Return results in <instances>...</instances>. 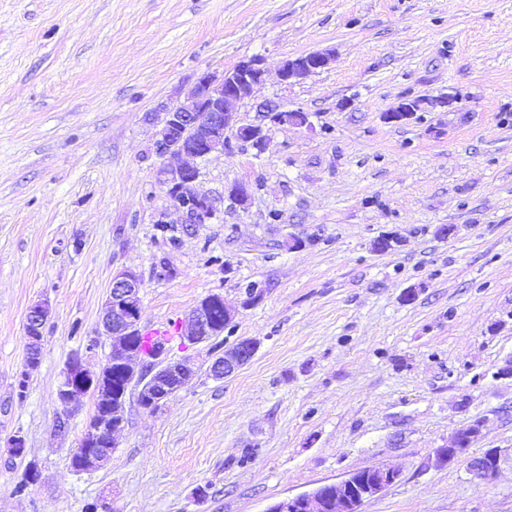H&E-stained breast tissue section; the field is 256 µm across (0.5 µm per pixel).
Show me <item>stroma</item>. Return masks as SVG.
Wrapping results in <instances>:
<instances>
[{
	"label": "stroma",
	"mask_w": 512,
	"mask_h": 512,
	"mask_svg": "<svg viewBox=\"0 0 512 512\" xmlns=\"http://www.w3.org/2000/svg\"><path fill=\"white\" fill-rule=\"evenodd\" d=\"M312 51L329 68L282 83L281 62ZM253 56L257 98L312 125L200 160L215 215L169 242L158 109ZM406 98L420 111L387 122ZM385 234L399 245L374 252ZM123 268L143 281L142 329L220 293L225 347L259 348L216 381L206 346L174 337L193 383L155 413L129 402L110 463L77 472L94 401L67 411L56 389L72 354L105 363L101 306ZM511 360L512 0H0V512H266L383 465L401 478L362 512H512ZM473 423L466 457L439 462ZM491 449L496 476L475 479L468 458ZM31 461L39 480L16 495ZM48 313V305L39 302L30 307L26 316L24 330L28 343L24 364L26 365V373L28 375L36 371L42 361L43 348L41 336H43V328L47 321ZM479 425H468L457 429L444 446L436 450L437 458L446 463L461 457L471 447L472 442L478 436Z\"/></svg>",
	"instance_id": "1"
}]
</instances>
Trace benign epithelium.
<instances>
[{"mask_svg":"<svg viewBox=\"0 0 512 512\" xmlns=\"http://www.w3.org/2000/svg\"><path fill=\"white\" fill-rule=\"evenodd\" d=\"M331 55L313 51L284 60L279 69L282 82L327 69ZM263 59L251 57L218 76L200 74L186 93L184 100L164 107L163 125L157 133L154 150L159 158L184 157L187 162L161 169V187L182 215L184 224H205L214 215L213 199L198 191L200 176L197 159L224 152L232 145H245L262 154L270 147V139L261 124L237 125L236 104L251 98L264 81ZM263 119L277 125L312 127L309 114L301 109L280 110L265 104L260 107ZM419 111V101L406 98L394 110L385 113V120L400 123L413 118ZM143 281L134 271L116 272L102 305V335L110 340L111 352L105 364L91 367L87 356L73 354L61 373L57 399L64 409L89 395L103 403L98 416L89 424L80 439L82 451L71 457L72 468L92 471L105 466L117 447L116 437L126 428V403L133 397L137 405L148 412L159 410L165 402L188 387L195 376L193 360L174 359L167 346L150 356L140 350L139 339ZM224 301V295L211 293L202 298L187 314L185 336L191 345L210 341L212 324L209 309ZM48 318V305H32L24 325L28 339L25 365L31 374L40 366L43 356L41 336ZM257 344L242 339L224 354L207 352L208 370L212 378L224 380L235 375L255 356ZM480 427L468 425L457 429L446 444L436 450L437 458L449 463L466 453L478 436ZM497 452L487 451L468 461L474 478L493 477L499 468ZM400 479V472L388 466H374L350 473L345 479L319 486L311 493L285 498L265 512H361L362 505L380 495Z\"/></svg>","mask_w":512,"mask_h":512,"instance_id":"7a95c632","label":"benign epithelium"}]
</instances>
